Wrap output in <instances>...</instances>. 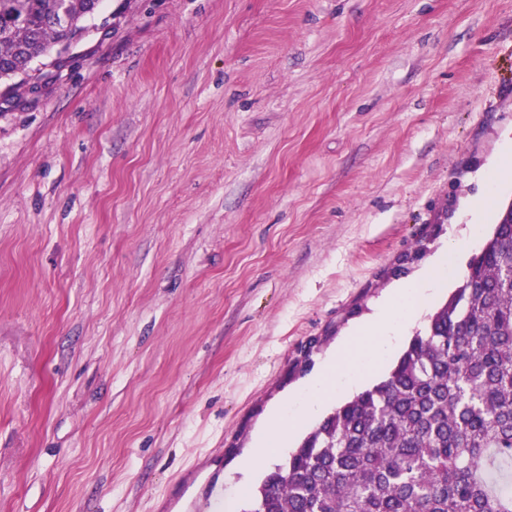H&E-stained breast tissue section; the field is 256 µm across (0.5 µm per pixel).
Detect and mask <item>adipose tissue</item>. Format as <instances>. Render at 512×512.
Here are the masks:
<instances>
[{
  "label": "adipose tissue",
  "instance_id": "obj_1",
  "mask_svg": "<svg viewBox=\"0 0 512 512\" xmlns=\"http://www.w3.org/2000/svg\"><path fill=\"white\" fill-rule=\"evenodd\" d=\"M465 248L464 243L450 242L447 249L436 259L432 268L412 282L395 288L387 301L378 311L372 326L373 332L368 342L373 355H385L392 346V339L403 328V323L397 319L394 312L403 307L414 311L421 302L427 290L437 285L447 284L453 271L452 259ZM352 341H345L328 361L324 372L313 379L304 389L302 404L296 415L297 420H305L317 414L328 400V389L331 377L340 367L342 356L351 354Z\"/></svg>",
  "mask_w": 512,
  "mask_h": 512
}]
</instances>
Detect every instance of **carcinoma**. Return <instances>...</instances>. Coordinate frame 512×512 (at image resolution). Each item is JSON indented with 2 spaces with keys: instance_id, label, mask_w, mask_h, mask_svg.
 <instances>
[{
  "instance_id": "obj_1",
  "label": "carcinoma",
  "mask_w": 512,
  "mask_h": 512,
  "mask_svg": "<svg viewBox=\"0 0 512 512\" xmlns=\"http://www.w3.org/2000/svg\"><path fill=\"white\" fill-rule=\"evenodd\" d=\"M101 0H0V83L86 32ZM512 224L388 377L326 416L243 512H512Z\"/></svg>"
}]
</instances>
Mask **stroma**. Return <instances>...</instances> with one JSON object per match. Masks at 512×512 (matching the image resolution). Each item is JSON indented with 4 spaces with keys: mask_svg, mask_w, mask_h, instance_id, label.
Masks as SVG:
<instances>
[{
    "mask_svg": "<svg viewBox=\"0 0 512 512\" xmlns=\"http://www.w3.org/2000/svg\"><path fill=\"white\" fill-rule=\"evenodd\" d=\"M0 97V512H234L273 409L489 237L512 0H102ZM440 289L368 380H383ZM465 247L464 243L452 239L447 249L436 259L427 273L394 289L372 323L373 332L368 346L374 356L385 355L392 346L393 336H398L397 334L403 329V323L395 317L394 311L405 307L408 314H412L416 305L423 300L427 290L436 285H448L453 271L451 261Z\"/></svg>",
    "mask_w": 512,
    "mask_h": 512,
    "instance_id": "obj_1",
    "label": "stroma"
}]
</instances>
